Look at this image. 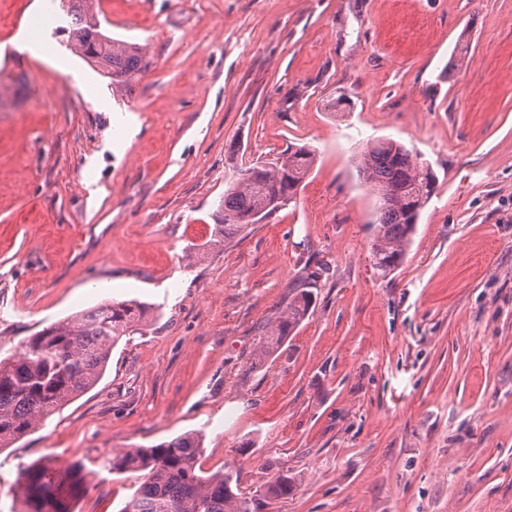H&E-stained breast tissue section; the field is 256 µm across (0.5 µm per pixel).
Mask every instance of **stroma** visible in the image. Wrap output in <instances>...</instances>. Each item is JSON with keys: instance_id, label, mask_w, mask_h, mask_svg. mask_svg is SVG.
I'll use <instances>...</instances> for the list:
<instances>
[{"instance_id": "35a3bbf8", "label": "stroma", "mask_w": 512, "mask_h": 512, "mask_svg": "<svg viewBox=\"0 0 512 512\" xmlns=\"http://www.w3.org/2000/svg\"><path fill=\"white\" fill-rule=\"evenodd\" d=\"M0 29V358L107 299L152 304L100 382L0 449L20 466L203 438L260 512H512V0H101L143 45L130 89L70 51L49 0ZM349 104L330 111L338 96ZM393 139L438 177L403 265L374 268L358 171ZM314 149L290 205L225 239L234 152ZM310 316L261 368L304 268ZM135 474L75 512H119Z\"/></svg>"}]
</instances>
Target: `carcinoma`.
<instances>
[{
  "instance_id": "cac0c4a2",
  "label": "carcinoma",
  "mask_w": 512,
  "mask_h": 512,
  "mask_svg": "<svg viewBox=\"0 0 512 512\" xmlns=\"http://www.w3.org/2000/svg\"><path fill=\"white\" fill-rule=\"evenodd\" d=\"M91 0H67L66 43L95 65L114 85H129L148 62L137 43L107 35L90 11ZM315 153L291 145L273 163L236 166L238 178L224 189L214 213V236L229 237L269 220L285 208L310 174ZM360 175L377 194L373 266L387 275L399 268L421 211L433 194L437 176L431 165L393 139L367 145L358 161ZM315 269L299 279L276 319L259 328L257 361L262 366L308 318ZM150 307L137 300H108L65 317L30 336L14 355L0 359V448H9L36 430L104 375L112 348L124 337L148 327ZM202 438L180 435L151 448H128L86 465L59 469L53 460L21 468L13 493L21 512H74L94 468L112 474L136 473L138 484L119 512H257L268 500L285 498L296 488L291 476H279L261 494L241 493L239 476L229 469L204 472L199 464Z\"/></svg>"
}]
</instances>
